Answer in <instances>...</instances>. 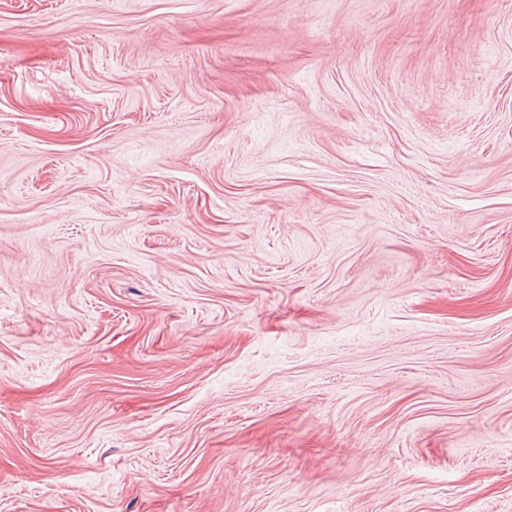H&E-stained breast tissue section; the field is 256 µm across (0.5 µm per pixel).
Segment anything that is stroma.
Instances as JSON below:
<instances>
[{"instance_id":"1","label":"stroma","mask_w":512,"mask_h":512,"mask_svg":"<svg viewBox=\"0 0 512 512\" xmlns=\"http://www.w3.org/2000/svg\"><path fill=\"white\" fill-rule=\"evenodd\" d=\"M0 512H512V0H0Z\"/></svg>"}]
</instances>
